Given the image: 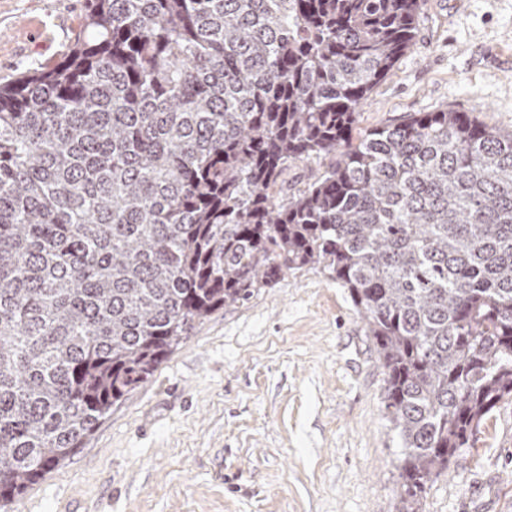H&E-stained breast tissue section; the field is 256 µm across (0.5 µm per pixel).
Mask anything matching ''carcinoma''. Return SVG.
Here are the masks:
<instances>
[{
	"mask_svg": "<svg viewBox=\"0 0 512 512\" xmlns=\"http://www.w3.org/2000/svg\"><path fill=\"white\" fill-rule=\"evenodd\" d=\"M419 9L87 0L62 61L0 83V510L195 324L312 265L363 315L420 512L512 400V133L440 108L352 142Z\"/></svg>",
	"mask_w": 512,
	"mask_h": 512,
	"instance_id": "1",
	"label": "carcinoma"
}]
</instances>
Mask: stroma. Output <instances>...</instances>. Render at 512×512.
Returning a JSON list of instances; mask_svg holds the SVG:
<instances>
[{
	"label": "stroma",
	"mask_w": 512,
	"mask_h": 512,
	"mask_svg": "<svg viewBox=\"0 0 512 512\" xmlns=\"http://www.w3.org/2000/svg\"><path fill=\"white\" fill-rule=\"evenodd\" d=\"M86 0H0V81L60 62ZM445 106L512 132V0H421L353 137ZM348 289L317 267L217 310L9 512H399L401 441ZM422 512H512V402Z\"/></svg>",
	"instance_id": "stroma-1"
}]
</instances>
